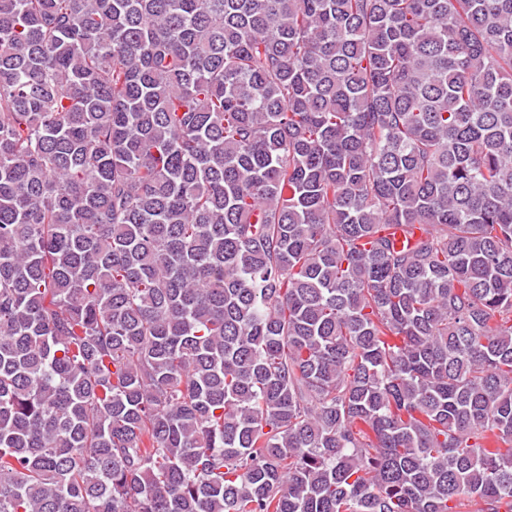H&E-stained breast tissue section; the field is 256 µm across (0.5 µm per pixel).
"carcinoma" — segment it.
Returning a JSON list of instances; mask_svg holds the SVG:
<instances>
[{
  "label": "carcinoma",
  "instance_id": "carcinoma-1",
  "mask_svg": "<svg viewBox=\"0 0 512 512\" xmlns=\"http://www.w3.org/2000/svg\"><path fill=\"white\" fill-rule=\"evenodd\" d=\"M512 512V0H0V512Z\"/></svg>",
  "mask_w": 512,
  "mask_h": 512
}]
</instances>
